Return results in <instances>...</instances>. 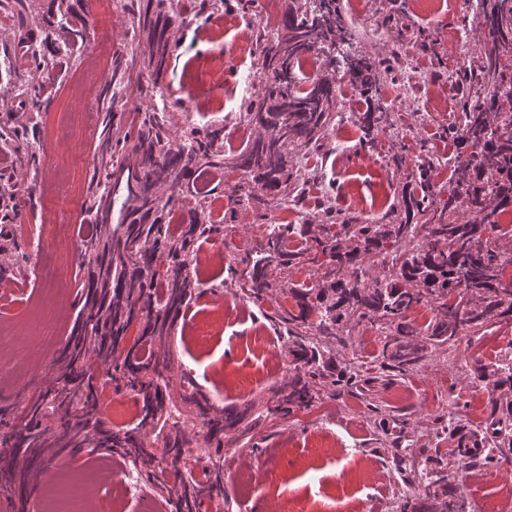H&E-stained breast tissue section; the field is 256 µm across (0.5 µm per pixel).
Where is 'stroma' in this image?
<instances>
[{
  "label": "stroma",
  "mask_w": 512,
  "mask_h": 512,
  "mask_svg": "<svg viewBox=\"0 0 512 512\" xmlns=\"http://www.w3.org/2000/svg\"><path fill=\"white\" fill-rule=\"evenodd\" d=\"M128 0H112V16L104 34H95L96 23L89 0H66L72 19L80 22L86 41L69 61L62 81L28 114L21 100L26 89L45 83L42 71L16 58L17 44L39 38L33 20L53 8V0H22L14 12L0 10V88L9 94L0 107V132L27 129L29 147L38 152L37 169L15 167L10 152L0 148V171L9 176L0 186V238L12 242L11 262L0 269V279L17 278L18 286L0 302V320L13 321V334L26 337L32 312L53 299L55 311L49 330L50 343L21 355L20 380L0 379V439L8 421L23 414L57 376L56 360L74 326L79 307L77 291L87 277L79 264L80 243L91 215L89 200L99 188L94 170L95 149L102 130L97 101H90V125L77 129L70 139L46 145L50 127L64 119L71 87L86 63L103 49L126 58L141 79L117 96L113 110L123 125L137 123L155 104L153 78L144 65V52L132 39L138 29L137 14L127 10ZM346 22L356 31L354 47L376 58L394 60L396 67L384 75L375 104L387 117L372 145H361L356 124L363 111L360 88L345 82L333 112L326 138L311 147L314 159H327L316 187H334L336 205L343 212L365 215L386 212L401 199L415 157L395 166L392 157L399 142H427L439 159L452 152L440 135L452 125L448 112L459 109L463 91L457 76L463 67L476 66L482 43L476 31L469 0H433L423 10L418 0H339ZM234 16L245 19L248 29L228 27L219 13H190L189 24L173 22L176 48L163 76L166 120L173 136L212 124L221 108L240 110L244 98H257L264 88L256 53H240L242 42L254 41L258 30L270 29L264 6L254 0H236ZM222 55L224 85L208 94L197 74L202 65ZM251 78L249 95H242L244 78ZM206 186L214 217H222L235 189L244 183L242 171L225 165L223 173L208 171L196 177ZM258 208L243 207L233 227L223 236L197 243L196 271L202 295L182 312L171 331L166 350L175 373L189 372L209 400L223 406L242 407L264 403L273 386L290 374L288 349L278 335L277 307L294 308L288 295L262 305L243 300L236 288L225 285L229 261H240L263 241L266 225L258 220ZM69 246L65 274L52 295L42 293L35 273L18 278L14 265L21 256L36 257L38 247ZM499 344L512 341V323L459 337L454 345L432 348L418 369L401 375L375 367L382 349L376 326L362 323L345 343L334 344L330 354L337 369L356 368V386L340 392L325 391L305 411L281 420L243 422L239 444L224 450V495L228 512H399L406 497L421 493L423 459L447 472L449 484L459 486L469 512H500L502 493L512 487V450L498 448L491 461L474 462L458 469L449 454L448 441L437 438L436 429L448 415L461 427L484 430L490 415V387L478 379L477 362L493 358L489 339ZM404 427L406 439L392 447L389 429ZM95 463L117 465L109 451L70 459L52 458L36 488L7 497L13 512H40L47 489L64 479H78ZM251 468L259 480L245 489L240 470ZM130 496L114 501L111 484L99 491L97 512H165V491L145 485L132 467H124Z\"/></svg>",
  "instance_id": "1"
}]
</instances>
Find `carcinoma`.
<instances>
[{
	"instance_id": "obj_1",
	"label": "carcinoma",
	"mask_w": 512,
	"mask_h": 512,
	"mask_svg": "<svg viewBox=\"0 0 512 512\" xmlns=\"http://www.w3.org/2000/svg\"><path fill=\"white\" fill-rule=\"evenodd\" d=\"M163 2L130 0L142 17L138 40L145 42L144 55L157 79L167 70L171 50L172 19ZM475 19L484 51L477 68L463 69L461 83L476 91L463 96L464 123L448 135L450 149L468 158L453 169L448 199L438 200L430 183L434 158L419 143L415 178L401 196L404 217L375 224L344 214L330 194L311 197L309 182L291 164L289 151L307 150L325 137L339 72L365 94L366 111L358 113L357 124L364 145L371 144L383 113L375 111L369 93L387 73L386 63L349 50L336 52L352 37L336 0H288L277 40L268 45L257 34L265 92L258 101L244 102L239 120L249 136L234 152L235 165L247 178L244 199L302 210L311 199L315 210L299 224L266 225L265 242L244 260L245 267L228 266L230 281L253 303L270 298L272 266L313 267L314 284L288 281L286 293L296 310L276 311L295 374L271 390L261 417L284 418L310 407L323 387L356 383L345 372L326 373L329 344L365 320L383 333L381 368L406 374L430 347L512 319V281H504L501 264L512 258V246L501 243L512 232L499 222L512 207V0H478ZM36 26L50 57H36L34 63L62 74L85 29L53 11ZM316 48L321 51L318 75L299 88L295 74ZM125 78V61L112 58L109 79L99 90L106 104L99 172L110 178L113 156L125 152L143 177L135 195L123 202L128 223L114 229L95 223L89 230L82 264L90 276L74 331L58 359L60 376L0 441V482L26 488L51 448L56 456L73 457L109 449L150 484L159 473L174 477L169 512H200L207 500L217 501L215 512H220L226 503L219 495L224 485L220 448L234 439L231 432L242 414L201 403L198 385L185 373L180 398L198 407L203 421L197 426L173 401V369L160 350L176 317L201 294V282L190 272L195 245L226 231L227 219H213L202 204L187 211L189 220L171 226L176 206L183 204L181 190L192 189L184 181L200 171L224 169V127L192 129L173 144L156 110L145 114L135 133L123 132L112 105ZM418 305L432 312L422 327L408 320ZM137 317L139 335L127 348L126 336ZM477 371L494 395L484 444L512 448V350L496 354ZM99 379L134 396L139 411L131 423L111 429L101 419L94 385ZM158 424L167 432L163 446L155 448L145 438ZM191 448L202 463L197 474L185 465ZM400 512H468V503L448 486V476L432 471L422 495L405 499Z\"/></svg>"
}]
</instances>
